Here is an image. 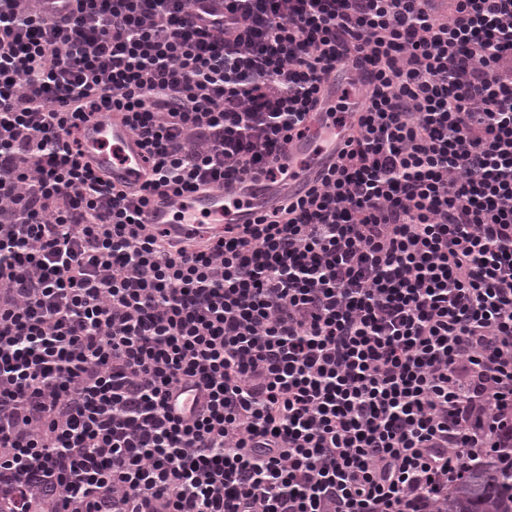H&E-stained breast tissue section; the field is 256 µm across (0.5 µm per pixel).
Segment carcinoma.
Instances as JSON below:
<instances>
[{
    "mask_svg": "<svg viewBox=\"0 0 512 512\" xmlns=\"http://www.w3.org/2000/svg\"><path fill=\"white\" fill-rule=\"evenodd\" d=\"M438 512H512V447L467 467Z\"/></svg>",
    "mask_w": 512,
    "mask_h": 512,
    "instance_id": "carcinoma-1",
    "label": "carcinoma"
}]
</instances>
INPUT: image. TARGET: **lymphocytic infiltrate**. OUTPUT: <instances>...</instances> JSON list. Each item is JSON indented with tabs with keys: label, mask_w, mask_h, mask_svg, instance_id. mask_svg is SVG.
I'll return each instance as SVG.
<instances>
[{
	"label": "lymphocytic infiltrate",
	"mask_w": 512,
	"mask_h": 512,
	"mask_svg": "<svg viewBox=\"0 0 512 512\" xmlns=\"http://www.w3.org/2000/svg\"><path fill=\"white\" fill-rule=\"evenodd\" d=\"M29 2L0 0V512H436L512 435V0ZM359 61L335 162L193 254L82 160L110 108L150 190L275 180Z\"/></svg>",
	"instance_id": "f902f5d3"
}]
</instances>
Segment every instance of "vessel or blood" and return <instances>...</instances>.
<instances>
[{
	"mask_svg": "<svg viewBox=\"0 0 512 512\" xmlns=\"http://www.w3.org/2000/svg\"><path fill=\"white\" fill-rule=\"evenodd\" d=\"M335 96L313 115L301 138L288 146L282 163L288 169L285 184L265 179L246 178L220 188L203 187L176 198L166 193L144 195L142 187L151 172L142 161L137 137L126 125L121 113L102 110L81 127L85 159L91 167L117 187L129 199L141 200L142 223L181 236L189 241L215 240L222 237L229 224H250L272 214L283 200L286 190L307 182L311 174L334 159L344 147L347 130L335 123L331 114ZM109 138L113 151L99 150L101 138Z\"/></svg>",
	"mask_w": 512,
	"mask_h": 512,
	"instance_id": "b4317fda",
	"label": "vessel or blood"
}]
</instances>
